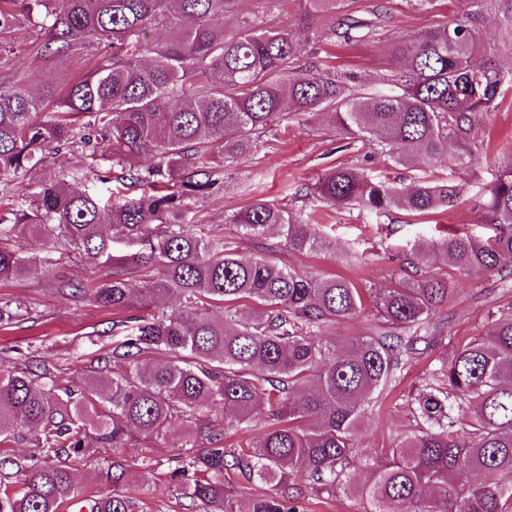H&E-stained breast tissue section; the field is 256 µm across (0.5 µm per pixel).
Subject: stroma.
I'll return each mask as SVG.
<instances>
[{
  "label": "stroma",
  "instance_id": "obj_1",
  "mask_svg": "<svg viewBox=\"0 0 512 512\" xmlns=\"http://www.w3.org/2000/svg\"><path fill=\"white\" fill-rule=\"evenodd\" d=\"M388 8L383 23L389 40L410 36L428 27L434 17L448 19L467 8L466 0H439L436 14L409 8L405 0H383ZM305 56L319 58L323 64L349 69L371 87L385 88L386 58L382 47L371 45H330L307 42ZM29 59L9 71L0 70V89L17 82H32L36 88L60 87L82 74L83 61H63L30 70ZM477 140L482 146L479 160L468 171L447 167L416 165L396 168L387 163L375 146L348 139L328 127L322 118L284 117L260 141L254 154L227 167L224 188L198 203L201 223L223 226L225 214L247 208L254 200L266 199L293 210H314L318 229L331 246L327 253H300L288 249L281 237L270 234L260 239H242L241 250L273 255L289 268L321 275H340L361 288L382 285L390 274L398 272L403 249L414 241L431 244L453 233L485 238L493 227L481 223L477 205L494 182L501 165L512 161V89L505 91L494 112L484 115ZM361 168L371 176H384L400 186H408L424 177L463 183V202L450 211L415 217L403 211L375 216L355 210L318 206L306 198L325 171ZM11 244L36 265L24 277L0 282V306L9 307L15 318L0 327V368L29 369L47 373L73 388L96 382L100 376L98 359L111 350L114 342L113 315L97 306L89 296L74 290L60 291V280H80L92 284L102 280L105 269L81 259L42 248L31 234L12 238ZM364 251V263L342 266L336 255L344 247ZM444 273L457 299L441 308L437 317L444 333L402 371L381 417L367 426L363 446L366 449L388 445L399 431L408 429L410 420L406 401L423 383L427 370L441 357L453 353L456 345L486 333L499 306L507 299L493 277L478 271H460L444 266ZM89 451L74 459L73 475L80 496L98 498L111 493L110 482L102 479L112 458L123 459L125 476L119 487L133 497L137 512H186L187 501L169 482L174 449L157 448L152 466H144L141 446L115 449L89 439Z\"/></svg>",
  "mask_w": 512,
  "mask_h": 512
}]
</instances>
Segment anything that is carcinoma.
I'll list each match as a JSON object with an SVG mask.
<instances>
[{
  "instance_id": "1",
  "label": "carcinoma",
  "mask_w": 512,
  "mask_h": 512,
  "mask_svg": "<svg viewBox=\"0 0 512 512\" xmlns=\"http://www.w3.org/2000/svg\"><path fill=\"white\" fill-rule=\"evenodd\" d=\"M239 0H0V69L25 52L46 64L91 62L67 88L0 90V281L20 278L29 260L5 243L16 229L42 246L112 267L90 296L114 311L133 306L130 329L112 346V377L76 392L40 386L26 371H0V439L39 432V455L0 466L24 474L0 489V512H59L74 501L68 461L84 455L88 431L114 448L138 441L179 449L170 481L198 512H302L306 497L356 499L360 512H512V306L484 336L430 370L408 408L416 430L373 452L365 423L416 344L437 329L434 316L455 300L437 269H479L512 290V162L478 206L494 234H454L402 253L400 273L381 288L309 275L238 251L222 229L197 223V202L220 189L214 172L254 153L284 114L321 117L378 147L390 162L471 168L474 130L512 88V0H469L448 22L388 44V93L370 91L347 70L303 59V42L383 40V6L359 14L348 0H303V38L263 14L237 29L221 22ZM490 18L498 39L485 40ZM89 159L38 182L28 202L17 190L62 148ZM141 193L103 199L97 184ZM463 185L422 181L401 188L358 168L324 173L306 196L349 210L415 216L452 210ZM235 235L274 229L289 249L326 252L312 215L258 199L225 216ZM135 247L113 254V245ZM157 277L137 281V269ZM422 270L420 279L406 277ZM168 296L174 307L153 306ZM371 304L362 336H321ZM249 309L239 314V306ZM220 309V314L213 309ZM154 352L167 355L152 363ZM224 427L249 429L230 447ZM84 499L86 512H136L117 489ZM272 492L242 497L240 482Z\"/></svg>"
}]
</instances>
